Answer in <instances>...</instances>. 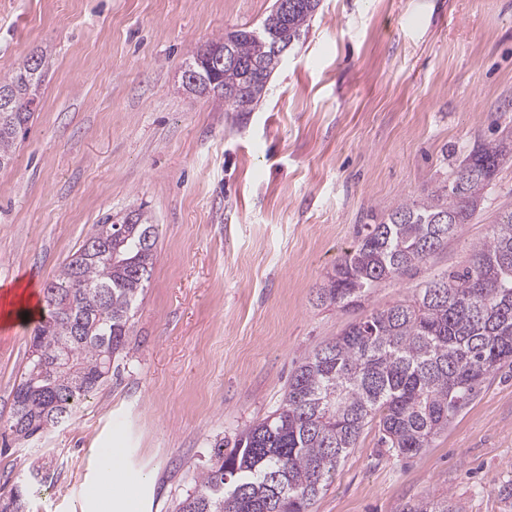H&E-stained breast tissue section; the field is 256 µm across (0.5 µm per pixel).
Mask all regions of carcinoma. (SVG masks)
<instances>
[{"mask_svg": "<svg viewBox=\"0 0 512 512\" xmlns=\"http://www.w3.org/2000/svg\"><path fill=\"white\" fill-rule=\"evenodd\" d=\"M319 5L274 0L261 25L266 35L243 28L212 39L232 60L190 93L221 100L234 112L253 111L279 67L269 44L298 41ZM45 75V56L33 54L0 78V91L15 98L10 108L0 107V168L28 130ZM510 158L501 141L476 143L448 185L363 225L316 300L348 307L380 281L425 261L470 223ZM101 238L102 251L83 243L44 288L47 312L34 328L8 426L17 439L40 438L70 421L125 349L131 311L150 278L157 228L138 208L95 225L89 239ZM506 363L512 364V208L494 220L487 239L472 245L463 269L429 280L410 299L372 312L308 354L272 416L241 432L229 453L215 445L216 463L199 474L177 512H310L365 426L376 423L381 443L397 455H418ZM49 478L46 465L29 466L0 512H26L27 491ZM406 512L458 508L443 497Z\"/></svg>", "mask_w": 512, "mask_h": 512, "instance_id": "obj_1", "label": "carcinoma"}]
</instances>
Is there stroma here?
Listing matches in <instances>:
<instances>
[{"mask_svg": "<svg viewBox=\"0 0 512 512\" xmlns=\"http://www.w3.org/2000/svg\"><path fill=\"white\" fill-rule=\"evenodd\" d=\"M274 0H0V76L45 54L40 105L0 169V297L43 289L105 217L158 226L113 377L65 425L0 443V494L42 457L29 512H110L101 451L121 448L124 512H174L214 456L273 414L308 353L463 267L512 208V160L470 224L353 307L315 291L362 224L447 185L478 139L512 141V0H321L254 111L181 86L213 38ZM0 323V427L34 324ZM452 495L512 512V365L406 459L366 427L311 512H401Z\"/></svg>", "mask_w": 512, "mask_h": 512, "instance_id": "35a3bbf8", "label": "stroma"}]
</instances>
